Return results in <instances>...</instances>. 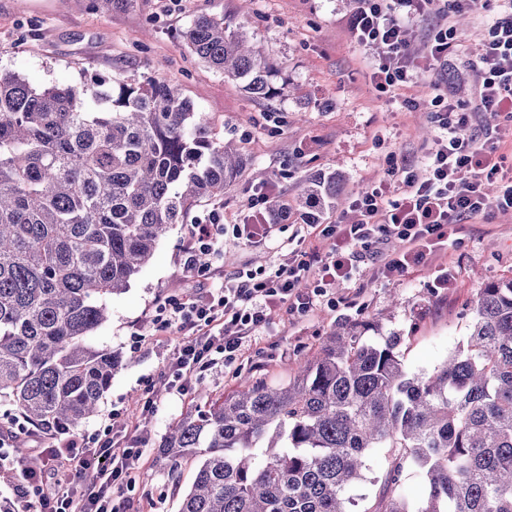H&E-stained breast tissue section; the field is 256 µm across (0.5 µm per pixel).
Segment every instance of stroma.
Returning <instances> with one entry per match:
<instances>
[{
	"label": "stroma",
	"instance_id": "35a3bbf8",
	"mask_svg": "<svg viewBox=\"0 0 512 512\" xmlns=\"http://www.w3.org/2000/svg\"><path fill=\"white\" fill-rule=\"evenodd\" d=\"M241 0H133L107 13L91 0H0V70L18 73L33 85H69L91 78L155 76L171 80L211 122L214 133L236 142L249 164L224 193V221L247 224L249 202L258 192L291 199L311 172L342 168L345 201L362 189L388 181V157L410 160L424 178V159L439 131L431 120L433 99L475 105L481 82L471 57L498 11L453 14L455 42L447 66L418 74L406 87L379 92L361 64L366 51L350 29L353 7L347 0H253L242 14ZM207 15L244 29L273 61L281 87L273 103L255 100L238 82L208 68L176 38L191 18ZM281 121H266V112ZM306 226L290 218L273 242L252 246L225 237L224 272L232 274L287 262L280 243ZM185 227L173 225L149 263L113 297L110 320L91 337L94 347L117 350L122 365L112 379L100 413L80 429H102L112 410L139 424L144 458L119 495L125 512H177L191 486L196 460L183 462L179 482L167 474L159 449L170 425L203 408L202 392L231 394L247 381L285 385L299 363L311 358L338 323L373 321L383 332L400 334L406 367L429 372L447 359L467 335L471 302L484 284L512 279V215L501 212L464 220L448 243L446 262L423 266L392 279L372 273L340 283L336 307L321 306L307 318L279 313L257 332L254 342L231 366L213 364L194 380L188 395L159 393L157 414L141 420L137 408L148 391L169 380L166 359L180 342L176 332L156 335L150 322L158 300L181 298L210 287V280L181 262ZM450 284L437 287L440 266ZM141 329V348L131 346L132 329Z\"/></svg>",
	"mask_w": 512,
	"mask_h": 512
}]
</instances>
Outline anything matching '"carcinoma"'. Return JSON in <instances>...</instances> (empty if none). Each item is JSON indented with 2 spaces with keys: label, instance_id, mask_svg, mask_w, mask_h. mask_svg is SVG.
I'll return each mask as SVG.
<instances>
[{
  "label": "carcinoma",
  "instance_id": "cac0c4a2",
  "mask_svg": "<svg viewBox=\"0 0 512 512\" xmlns=\"http://www.w3.org/2000/svg\"><path fill=\"white\" fill-rule=\"evenodd\" d=\"M253 99L280 93L268 56L204 15L177 32ZM245 164L166 79L115 75L36 87L0 72V403L36 426L79 429L100 411L121 356L87 339L175 224L219 200ZM343 176L317 173L272 223L317 224ZM465 342L410 372L391 332L339 324L284 387L256 380L178 420L168 474L200 458L178 512H350L365 458L388 462L364 512H512V280L471 305ZM419 469L425 496L396 490Z\"/></svg>",
  "mask_w": 512,
  "mask_h": 512
}]
</instances>
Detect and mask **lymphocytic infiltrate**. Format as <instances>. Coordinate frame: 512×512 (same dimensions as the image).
<instances>
[{
  "mask_svg": "<svg viewBox=\"0 0 512 512\" xmlns=\"http://www.w3.org/2000/svg\"><path fill=\"white\" fill-rule=\"evenodd\" d=\"M355 3V38L379 51L373 72L376 89L392 92L406 86L415 70L403 31L423 17L434 0ZM475 65L482 74L480 105L492 120L483 136H459L468 120L462 104L451 102L433 113L440 135L427 157L425 178L392 167L400 191L383 183L362 190L351 204L355 219L314 225V235L332 238L328 252L301 238L291 263L239 271L191 298L158 302L153 318L157 329L183 337L168 366L173 392L188 394L192 380L211 365L212 353L222 354L228 365L240 359L277 309L305 316L319 303L336 305L332 290L337 281L362 276L365 264H372L378 277L400 275L447 245L464 219L512 209V165L493 138L496 119L512 120V0H499L489 37L475 51ZM495 180L504 181L505 188L491 197L484 187ZM250 205L255 209L250 224L225 223L214 210L188 225L184 267L195 269L201 254L222 261L228 236L254 245L270 240L277 227L266 221L268 195L255 196ZM304 281L309 291L300 290ZM25 428L16 417L11 427L0 429V477L12 488L16 512H121L114 492L131 481L144 451L133 440L115 452V438L126 430L120 411H113L102 432L79 441L64 436L60 428H44L47 448L20 459L13 450L14 437Z\"/></svg>",
  "mask_w": 512,
  "mask_h": 512,
  "instance_id": "f902f5d3",
  "label": "lymphocytic infiltrate"
}]
</instances>
